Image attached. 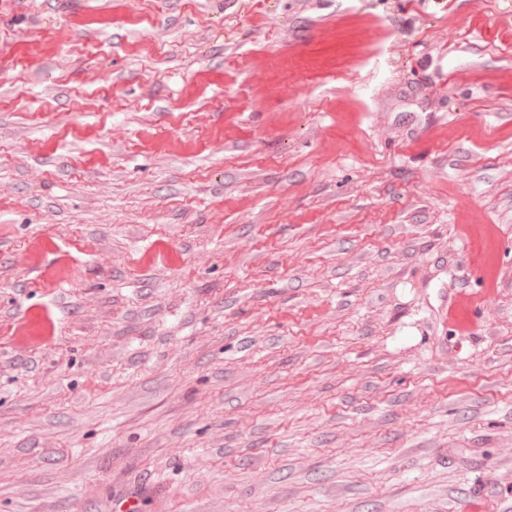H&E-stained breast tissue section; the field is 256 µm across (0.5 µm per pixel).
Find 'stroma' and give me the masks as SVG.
<instances>
[{"instance_id":"1","label":"stroma","mask_w":512,"mask_h":512,"mask_svg":"<svg viewBox=\"0 0 512 512\" xmlns=\"http://www.w3.org/2000/svg\"><path fill=\"white\" fill-rule=\"evenodd\" d=\"M127 496L512 512V0H0V512ZM450 318L458 329H469V316L472 311V301L465 296L455 297L447 307Z\"/></svg>"}]
</instances>
